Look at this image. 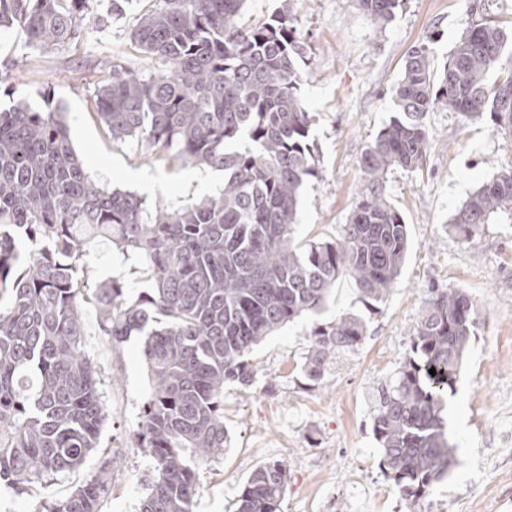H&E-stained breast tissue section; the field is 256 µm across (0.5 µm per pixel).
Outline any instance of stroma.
<instances>
[{
	"instance_id": "35a3bbf8",
	"label": "stroma",
	"mask_w": 512,
	"mask_h": 512,
	"mask_svg": "<svg viewBox=\"0 0 512 512\" xmlns=\"http://www.w3.org/2000/svg\"><path fill=\"white\" fill-rule=\"evenodd\" d=\"M474 0H400L393 19L375 24L354 0H246L244 20L257 24L283 7L306 48L300 95L314 121L309 142L316 174L304 188L297 239L338 238L363 188L359 161L396 112L393 90L407 53L424 44L442 68L474 21ZM150 0H89L79 39L61 49L36 48L18 25L0 31V68L20 76L0 85V110L19 102L63 113L73 147L92 179L142 197L147 207H181L217 194L224 174L207 166L145 159L141 146L113 140L100 123L94 86L83 70L120 62L139 75L157 62L131 42L128 31ZM430 149L422 169H394L385 193L404 215L410 248L397 284L378 308L364 306L354 282L337 283L326 308L287 323L255 347L251 386L224 389V454L198 470L194 512H234L243 482L261 463L286 461L281 512H512V223L494 217L474 245L449 234L458 208L482 184L512 168V140L491 118L465 121L440 108L427 114ZM123 275L131 296L150 290L137 260L111 245L92 244L83 275L98 285ZM464 289L478 304L472 337L445 412L457 464L428 497L413 504L385 477L372 432L375 394L391 384L411 349L432 287ZM363 317L361 345L337 355L321 382L300 372L314 330L336 316ZM86 349L99 373L108 417L99 450L48 486H0V512H36L68 496L112 454V492L100 512H137L147 492L151 459L135 445L140 409L151 392L143 337L112 345L100 334L97 309L84 305Z\"/></svg>"
}]
</instances>
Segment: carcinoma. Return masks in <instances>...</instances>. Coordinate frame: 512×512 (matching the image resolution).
Returning <instances> with one entry per match:
<instances>
[{
    "label": "carcinoma",
    "instance_id": "carcinoma-1",
    "mask_svg": "<svg viewBox=\"0 0 512 512\" xmlns=\"http://www.w3.org/2000/svg\"><path fill=\"white\" fill-rule=\"evenodd\" d=\"M86 2L0 0V29L18 23L29 43L63 47L78 37ZM243 2L152 0L130 39L160 68L142 77L114 64L94 79V104L112 140L135 141L148 158L224 171L217 195L149 215L142 199L89 177L62 113L0 112V482L45 485L98 447L106 406L81 320L91 303L109 342L145 337L153 387L137 442L153 468L138 512H193L192 464L224 454V386L252 384L254 346L321 310L345 276L374 308L395 286L409 233L385 181L394 168L423 166L427 112L488 113L512 137V21L484 3L441 72L426 45L407 55L397 116L364 152V188L342 238L297 242L300 193L316 173L313 116L299 96L305 48L286 13L242 25ZM399 2L356 6L385 24ZM499 214L512 219V169L479 187L449 229L472 245ZM19 237L45 246L24 254ZM93 240L131 252L153 288L133 298L121 276L90 287L80 270ZM478 319L464 290L430 289L411 351L379 395L372 431L381 468L407 501L427 497L455 465L444 410ZM365 333L354 313L315 329L304 378L321 381ZM287 480L284 461L264 462L244 482L235 512H280ZM111 492L108 455L96 476L38 512H99Z\"/></svg>",
    "mask_w": 512,
    "mask_h": 512
}]
</instances>
